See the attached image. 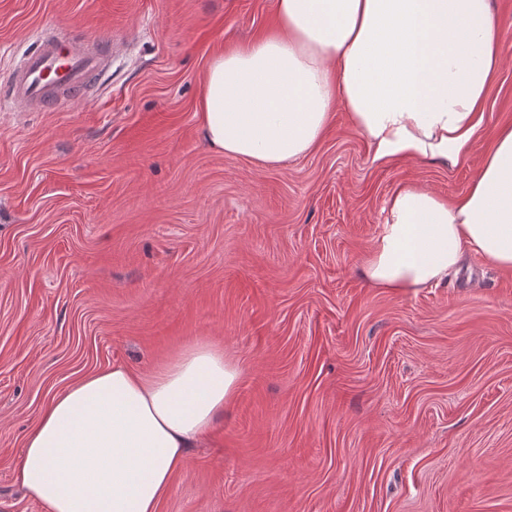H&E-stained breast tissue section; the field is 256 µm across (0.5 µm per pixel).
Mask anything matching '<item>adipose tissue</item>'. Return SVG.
Instances as JSON below:
<instances>
[{"instance_id":"obj_1","label":"adipose tissue","mask_w":512,"mask_h":512,"mask_svg":"<svg viewBox=\"0 0 512 512\" xmlns=\"http://www.w3.org/2000/svg\"><path fill=\"white\" fill-rule=\"evenodd\" d=\"M277 20L207 69L201 120L224 154L260 166L304 156L341 109L375 159L468 156L503 62L490 0H277ZM468 254L512 269L511 127L458 200L400 187L361 273L372 287L414 293ZM238 378L207 342L157 370L91 373L45 402L16 477L45 512H158Z\"/></svg>"}]
</instances>
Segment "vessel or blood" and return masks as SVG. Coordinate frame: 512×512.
<instances>
[{"label":"vessel or blood","mask_w":512,"mask_h":512,"mask_svg":"<svg viewBox=\"0 0 512 512\" xmlns=\"http://www.w3.org/2000/svg\"><path fill=\"white\" fill-rule=\"evenodd\" d=\"M106 59L97 41L78 42L62 33H42L14 70L6 97L15 106L39 111L56 109L64 100L86 98Z\"/></svg>","instance_id":"obj_1"}]
</instances>
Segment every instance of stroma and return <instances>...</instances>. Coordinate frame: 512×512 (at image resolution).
Instances as JSON below:
<instances>
[{"label":"stroma","instance_id":"35a3bbf8","mask_svg":"<svg viewBox=\"0 0 512 512\" xmlns=\"http://www.w3.org/2000/svg\"><path fill=\"white\" fill-rule=\"evenodd\" d=\"M505 63L470 154L374 158L336 111L271 166L203 134L208 66L271 33L276 0H0V82L55 26L117 41L86 102L0 108V512L44 402L119 362L224 349L237 391L159 512H512V270L469 255L396 295L359 266L387 200L463 196L512 126Z\"/></svg>","mask_w":512,"mask_h":512}]
</instances>
